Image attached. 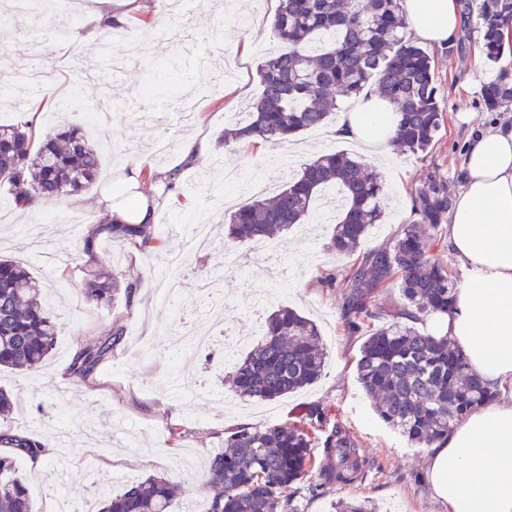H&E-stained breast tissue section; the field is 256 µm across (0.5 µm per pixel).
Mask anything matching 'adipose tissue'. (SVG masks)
<instances>
[{
	"label": "adipose tissue",
	"mask_w": 512,
	"mask_h": 512,
	"mask_svg": "<svg viewBox=\"0 0 512 512\" xmlns=\"http://www.w3.org/2000/svg\"><path fill=\"white\" fill-rule=\"evenodd\" d=\"M96 2L73 42L93 45L122 27L134 0ZM405 18L415 37L439 47L462 25L458 0H405ZM395 126L391 105L372 96L342 113L336 134L387 147ZM448 245L466 275L452 313L430 317V330L448 337L499 398L432 448L427 478L448 512H512V125L468 141Z\"/></svg>",
	"instance_id": "ef3b65f1"
}]
</instances>
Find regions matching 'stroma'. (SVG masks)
<instances>
[{
	"label": "stroma",
	"instance_id": "35a3bbf8",
	"mask_svg": "<svg viewBox=\"0 0 512 512\" xmlns=\"http://www.w3.org/2000/svg\"><path fill=\"white\" fill-rule=\"evenodd\" d=\"M94 7L93 0H68L52 24L40 25L13 15L9 0H0V84L9 87L0 94V123L29 117L43 134L73 124L101 156L100 176L76 207L64 197L21 215L0 188V255L23 263L43 283L45 302L60 323L45 364L0 373V387L13 401L11 415L0 419V431L27 435L44 448L40 467L16 460L35 512H61L56 491L62 486L74 501L97 502L99 477L118 493L133 482L164 476L181 484L183 499L203 506L202 474L211 456L223 451L228 433L240 424L264 423L257 403L231 389L222 349L185 352L182 367L221 389L224 403L202 407L187 393L172 390L168 339L178 318L200 304L190 288L180 289L175 304L159 299L158 271L175 254L183 255L190 276H223L224 297L239 323H248L261 296L264 313L288 306L321 327L328 352L325 372L313 386L277 400L275 419L310 427L320 438L341 424L373 465L349 485L322 487L318 475L310 474L288 490L297 512H333L336 501L352 497L372 499L394 512H448L429 488L427 449L411 446L381 422L356 381L355 363L368 328L349 330L341 314L343 286L326 288L318 280L325 273L344 278L355 256L330 250L331 225L312 219L275 241L287 271L283 286L251 274V243L224 242L229 217L224 197L237 190L226 174L233 170L246 179L259 173L279 188L321 153L360 154L386 183V221L369 230L363 249L389 246L410 214L412 193L428 174L446 181L450 195H457L467 141L492 125H512V105L493 111L482 100L484 85L498 67L512 66V57L497 67L486 62L475 19L468 30L458 31L461 45L454 53L430 47L444 121L423 154L396 148L390 158H382L379 149L336 137L331 122L286 143L224 147L218 143L221 134L258 93L257 67L278 46L271 28L277 0H221L217 5L150 0L148 9L129 12L127 38L111 44L113 56L126 62L119 71L111 58L91 49L73 52L68 42L52 39L53 28H79ZM62 86L80 89L91 106L102 105L112 117L109 131H101L95 113L74 109L57 96ZM190 135L205 139L210 150L188 166L182 153ZM128 158L140 160L153 178L155 233L161 241L153 253L112 242L104 233L92 242L86 237L89 225L105 224L100 201L120 179L119 165ZM173 169L179 181L170 190L162 174ZM190 224L211 225L210 249L186 251L180 229ZM100 270L122 278L139 273L145 285L132 300L96 305L86 300L84 288ZM116 323L123 326L124 338L111 359L86 381L72 382L68 366L78 342L104 335ZM314 408L325 418L316 427L307 419Z\"/></svg>",
	"mask_w": 512,
	"mask_h": 512
}]
</instances>
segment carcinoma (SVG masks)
Segmentation results:
<instances>
[{"instance_id": "carcinoma-1", "label": "carcinoma", "mask_w": 512, "mask_h": 512, "mask_svg": "<svg viewBox=\"0 0 512 512\" xmlns=\"http://www.w3.org/2000/svg\"><path fill=\"white\" fill-rule=\"evenodd\" d=\"M405 0H279L272 31L279 49L257 69L260 94L245 118L224 130L220 142L253 138L280 141L323 125L341 99L374 88L398 113L395 143L412 154L426 152L444 115L435 83L434 61L420 44L402 34ZM464 22L480 20L482 48L495 65L512 52V0H464ZM491 110L512 103V72L503 69L483 86ZM100 173V156L80 129L64 126L36 143L32 126L0 124V185L15 201L43 202L75 196L90 188ZM334 188L344 200L330 245L339 254H355L368 229L383 220L382 178L361 159L343 151L325 153L269 200L241 202L227 225L229 241L271 239L303 224L315 197ZM448 185L434 176L411 197L408 220L393 244L363 254L345 277L344 314L348 323L382 325L370 331L356 360L362 391L375 401L379 419L408 443L430 448L473 411L496 400L497 392L480 381L448 337L423 332L414 324L448 313L454 281L448 265L434 252L436 232L448 216ZM112 239L145 247L154 241V225L105 227ZM397 282L402 303L387 311L376 290ZM141 276L119 280L97 273L85 296L109 304L126 302L142 287ZM40 282L14 260L0 258V368L27 371L55 347L58 323L41 299ZM124 329L80 343L68 375L86 380L112 357ZM318 325L292 308L280 307L266 318L262 338L231 361L236 393L247 400L274 401L315 383L327 364ZM0 443V512H34L27 487L16 475L14 459H35L44 448L29 437L5 431ZM226 451L209 462L203 487L205 512H296L285 492L315 467L312 438L286 423L240 426L224 440ZM329 465L321 469L323 487L352 483L365 474L369 458L360 455L354 435L339 424L323 442ZM180 486L166 477L134 482L120 494L102 486L101 512H172ZM336 512H383L369 500L336 503Z\"/></svg>"}]
</instances>
